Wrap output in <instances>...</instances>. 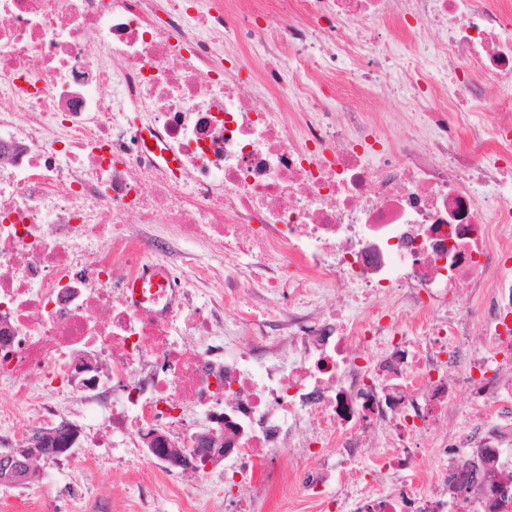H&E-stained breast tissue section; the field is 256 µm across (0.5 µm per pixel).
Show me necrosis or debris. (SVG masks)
<instances>
[{"instance_id":"4bbe7bcc","label":"necrosis or debris","mask_w":512,"mask_h":512,"mask_svg":"<svg viewBox=\"0 0 512 512\" xmlns=\"http://www.w3.org/2000/svg\"><path fill=\"white\" fill-rule=\"evenodd\" d=\"M160 228L202 252L130 300ZM33 428L177 512H255L286 446L319 512H512V0H0V430Z\"/></svg>"}]
</instances>
